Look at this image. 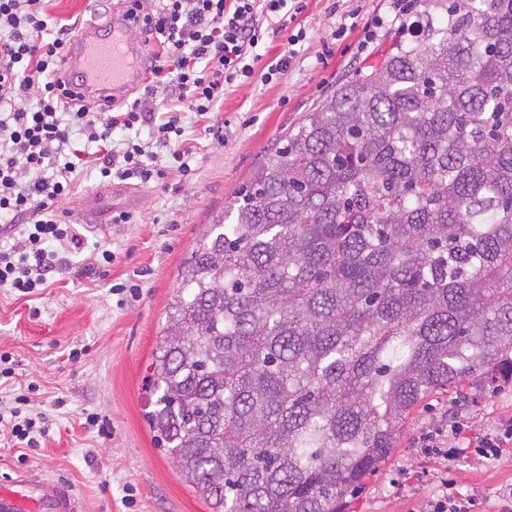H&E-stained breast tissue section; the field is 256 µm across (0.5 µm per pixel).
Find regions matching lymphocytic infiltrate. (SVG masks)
Returning <instances> with one entry per match:
<instances>
[{"mask_svg": "<svg viewBox=\"0 0 512 512\" xmlns=\"http://www.w3.org/2000/svg\"><path fill=\"white\" fill-rule=\"evenodd\" d=\"M46 0H0V220L22 227L18 241L0 249V288L29 295L47 287L83 235L59 214L79 177L164 179L157 152L169 168L189 175L181 115L215 112L235 83L253 75L252 57L265 20L288 0H131L126 17L134 32L155 43L144 57L150 76L142 94L119 105L75 98L67 90L66 53L78 31L49 20ZM149 128L150 141L112 142L114 129ZM451 421L447 439L427 433V453L448 462L474 454L491 459L512 443V416L478 439Z\"/></svg>", "mask_w": 512, "mask_h": 512, "instance_id": "1", "label": "lymphocytic infiltrate"}]
</instances>
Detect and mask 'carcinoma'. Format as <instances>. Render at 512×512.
Listing matches in <instances>:
<instances>
[{
	"instance_id": "obj_1",
	"label": "carcinoma",
	"mask_w": 512,
	"mask_h": 512,
	"mask_svg": "<svg viewBox=\"0 0 512 512\" xmlns=\"http://www.w3.org/2000/svg\"><path fill=\"white\" fill-rule=\"evenodd\" d=\"M184 259L150 431L211 512H341L413 408L512 366V0H423Z\"/></svg>"
}]
</instances>
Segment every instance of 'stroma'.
<instances>
[{
    "mask_svg": "<svg viewBox=\"0 0 512 512\" xmlns=\"http://www.w3.org/2000/svg\"><path fill=\"white\" fill-rule=\"evenodd\" d=\"M287 32L261 29L264 61L291 53L273 80L253 77L231 88L210 122L184 118L192 173L138 186L132 199L110 198L111 212L128 224L86 233L69 264L40 294L23 297L0 288V355L11 356L16 378L30 385L29 401L0 390V412L43 413L40 447L0 450V481L18 471H43L68 482L84 512H209L157 448L145 419L151 369L165 312L175 296L180 264L209 224L248 182L270 149L347 79L379 62L399 33L415 37L419 0L392 13L389 0H302ZM302 33L296 45L287 34ZM111 250L104 262L102 250ZM96 274H86L87 265ZM78 358H70L71 350ZM462 420L471 437L512 415V383L466 382ZM448 392L424 398L409 415L400 442L379 470L349 498L345 512H419L442 480L461 493L477 492V512H493L496 494L512 486V448L494 460L476 456L447 463L424 455L421 438L434 430ZM97 413L102 431L83 424Z\"/></svg>",
    "mask_w": 512,
    "mask_h": 512,
    "instance_id": "stroma-1",
    "label": "stroma"
}]
</instances>
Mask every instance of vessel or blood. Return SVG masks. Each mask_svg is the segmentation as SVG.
<instances>
[{
  "label": "vessel or blood",
  "mask_w": 512,
  "mask_h": 512,
  "mask_svg": "<svg viewBox=\"0 0 512 512\" xmlns=\"http://www.w3.org/2000/svg\"><path fill=\"white\" fill-rule=\"evenodd\" d=\"M143 46L125 18H113L108 37L86 22L67 52V65L83 76L99 102L120 104L146 81ZM0 512H83L81 500L65 481L34 471L16 473L0 483Z\"/></svg>",
  "instance_id": "vessel-or-blood-1"
}]
</instances>
